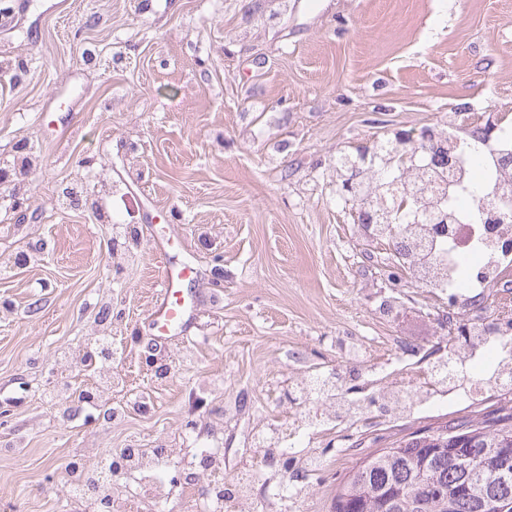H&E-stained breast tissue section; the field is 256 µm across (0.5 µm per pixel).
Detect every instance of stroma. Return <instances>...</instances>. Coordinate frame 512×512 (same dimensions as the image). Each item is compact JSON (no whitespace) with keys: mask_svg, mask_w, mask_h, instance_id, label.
<instances>
[{"mask_svg":"<svg viewBox=\"0 0 512 512\" xmlns=\"http://www.w3.org/2000/svg\"><path fill=\"white\" fill-rule=\"evenodd\" d=\"M1 69L0 170L19 146L37 166L27 209L0 203V512H77L72 459L158 446L194 462L222 449L231 490L260 470L250 512H329L362 455L465 416L377 412L338 446L298 437L287 395L353 369L358 402L386 388L389 356L447 347L434 297L391 282L388 250L358 237L336 154L394 129L512 128V0H0ZM186 264L193 309L156 343L160 380L140 359L148 316L164 271ZM106 302L120 418L61 420L98 385L79 352ZM271 428L311 446L317 476L298 486L265 462Z\"/></svg>","mask_w":512,"mask_h":512,"instance_id":"35a3bbf8","label":"stroma"}]
</instances>
